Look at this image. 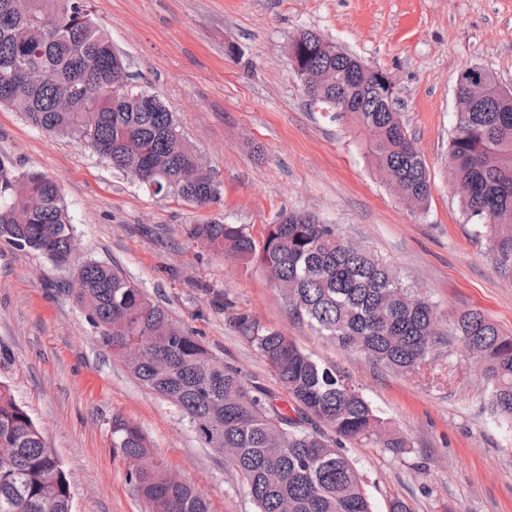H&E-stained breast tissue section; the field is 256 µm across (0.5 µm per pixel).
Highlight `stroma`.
<instances>
[{"mask_svg": "<svg viewBox=\"0 0 512 512\" xmlns=\"http://www.w3.org/2000/svg\"><path fill=\"white\" fill-rule=\"evenodd\" d=\"M94 20L139 84L158 92L221 189L198 207L153 196L75 139L32 128L0 107V157L17 173L62 182L82 257L121 269L225 364L287 397L259 354L228 326L250 311L344 371L379 416L408 436L395 452L348 448L373 512H512V426L489 411L472 359L452 337L454 314L477 310L512 333V282L492 268L448 173L460 71L477 64L512 88V0H89ZM312 29L394 84L397 109L431 183L425 211L383 184L366 132L309 105L288 39ZM316 213L391 262L438 310L430 364L402 375L293 323L257 267L189 242L190 224L262 232L283 212ZM70 277L39 253L0 241V381L41 427L67 472L72 512H145L112 446V418L141 427L169 468L213 512H256L224 459L199 447L170 405L97 342L67 293Z\"/></svg>", "mask_w": 512, "mask_h": 512, "instance_id": "1", "label": "stroma"}]
</instances>
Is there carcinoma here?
Here are the masks:
<instances>
[{
	"label": "carcinoma",
	"instance_id": "cac0c4a2",
	"mask_svg": "<svg viewBox=\"0 0 512 512\" xmlns=\"http://www.w3.org/2000/svg\"><path fill=\"white\" fill-rule=\"evenodd\" d=\"M291 54L310 104L374 132L367 150L390 190L422 210L428 170L395 107L387 74L313 30ZM50 71L45 82L39 72ZM485 98L455 113L450 183L469 223L486 239L494 271L512 280V92L482 70ZM132 82L124 59L93 21L86 0H0V106L32 127L73 137L112 169L139 174L154 196L204 206L219 187L158 94ZM188 239L255 265L281 292L289 314L322 339L400 373L429 362L437 327L430 300L364 245L302 213L281 215L256 237L245 224H191ZM0 240L44 255L81 282L74 301L100 346L149 393L167 401L198 445L225 456L256 512H373L346 455L371 443L398 450L404 432L380 417L349 378L244 310L234 333L254 348L288 394L289 411L263 383L224 364L168 310L112 265L76 262L73 225L59 179L20 176L0 159ZM455 334L480 367L493 416L512 423V335L481 312L456 316ZM112 447L140 467L126 479L145 512H211L190 483L175 482L141 428L112 419ZM0 512H71L70 481L10 387L0 381Z\"/></svg>",
	"mask_w": 512,
	"mask_h": 512
}]
</instances>
